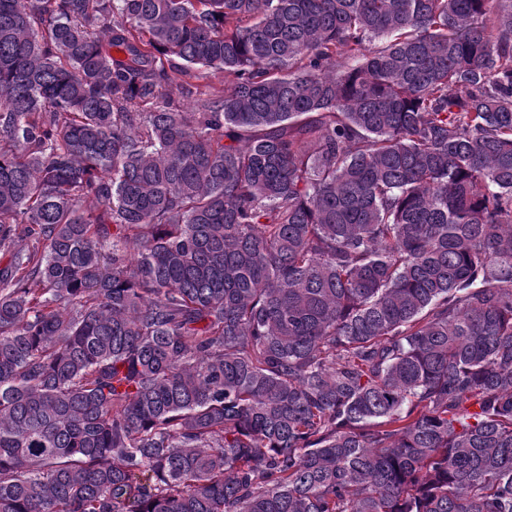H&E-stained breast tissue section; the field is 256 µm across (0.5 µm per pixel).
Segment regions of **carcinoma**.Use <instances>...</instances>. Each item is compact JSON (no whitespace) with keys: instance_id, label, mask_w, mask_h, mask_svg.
Segmentation results:
<instances>
[{"instance_id":"carcinoma-1","label":"carcinoma","mask_w":512,"mask_h":512,"mask_svg":"<svg viewBox=\"0 0 512 512\" xmlns=\"http://www.w3.org/2000/svg\"><path fill=\"white\" fill-rule=\"evenodd\" d=\"M0 252V512H512V0H0Z\"/></svg>"}]
</instances>
